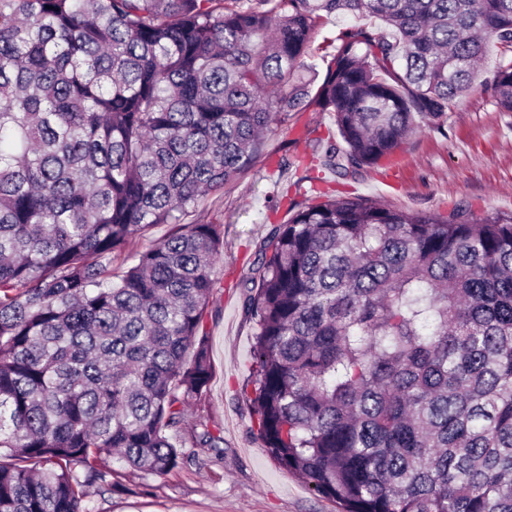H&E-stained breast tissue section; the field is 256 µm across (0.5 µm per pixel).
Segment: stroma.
<instances>
[{"instance_id":"obj_1","label":"stroma","mask_w":512,"mask_h":512,"mask_svg":"<svg viewBox=\"0 0 512 512\" xmlns=\"http://www.w3.org/2000/svg\"><path fill=\"white\" fill-rule=\"evenodd\" d=\"M333 127L331 113L311 108L281 117L255 163L197 209L196 220L223 223L224 249L205 319L213 378L188 419L223 432V453L193 449L161 478L116 467V491L90 488L93 512H337L334 502L264 452L244 395L255 323L244 312L243 294L258 285L259 246L274 225L321 193L412 212L444 214L461 206L477 219L511 215L512 112L498 110L491 88L476 87L458 100L444 131L423 130L357 179L314 161Z\"/></svg>"}]
</instances>
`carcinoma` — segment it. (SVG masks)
<instances>
[{"instance_id": "1", "label": "carcinoma", "mask_w": 512, "mask_h": 512, "mask_svg": "<svg viewBox=\"0 0 512 512\" xmlns=\"http://www.w3.org/2000/svg\"><path fill=\"white\" fill-rule=\"evenodd\" d=\"M483 84L512 112V0H0V512H93L109 460L224 444L187 420L224 247L193 216L279 115L333 114L319 165L355 177ZM258 272L268 456L341 512H512V215L324 194ZM352 25L353 21L351 18L339 16L332 17L330 20L317 27L311 48L315 57L314 61L318 65L317 70L320 72V76L325 72L327 65L326 61L323 62L322 60V56L325 54L323 47H325L331 39H334L340 31H344Z\"/></svg>"}]
</instances>
